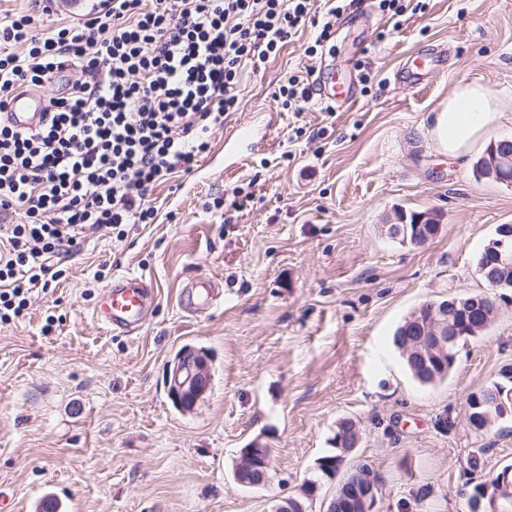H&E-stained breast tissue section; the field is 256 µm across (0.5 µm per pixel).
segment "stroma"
<instances>
[{"mask_svg": "<svg viewBox=\"0 0 512 512\" xmlns=\"http://www.w3.org/2000/svg\"><path fill=\"white\" fill-rule=\"evenodd\" d=\"M98 0H0V18L32 15L38 29L83 20ZM300 28L281 56L248 75L226 126L251 124L263 149L229 166L216 146L193 172L153 189L155 223L103 229L63 259L54 295L0 324V512H269L298 492L332 449L339 420L361 438L351 461L377 477V512H470L476 485L512 464V417L486 434L467 423V394L512 364V288L489 291L476 258L512 224V185L480 177L488 143L512 139V0H426L388 31L375 0H351L334 23V55L307 56ZM426 87L397 83L407 56ZM351 62L354 107L316 100L283 110L287 73ZM485 85L504 117L469 153L436 145L435 116L457 84ZM240 188L230 213L214 197ZM436 212L443 229L413 247L384 227ZM154 285L138 333L108 331L93 310L115 275ZM193 275L223 291L201 315L184 311ZM492 293L489 328L459 345L446 380L415 381L392 343L421 305ZM54 325H47V318ZM211 359V387L192 411L165 385L183 348ZM271 448L269 483L234 479L240 451Z\"/></svg>", "mask_w": 512, "mask_h": 512, "instance_id": "obj_1", "label": "stroma"}]
</instances>
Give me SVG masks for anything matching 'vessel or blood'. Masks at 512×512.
Masks as SVG:
<instances>
[{
    "mask_svg": "<svg viewBox=\"0 0 512 512\" xmlns=\"http://www.w3.org/2000/svg\"><path fill=\"white\" fill-rule=\"evenodd\" d=\"M314 86L322 100L350 104L354 96L336 84L332 77L318 73ZM46 101L32 91L18 90L0 103V121L18 129H33L45 120ZM258 130L252 125H237L224 133L225 146L261 144ZM220 294L216 281L199 279L188 283L184 306L194 312L209 310ZM153 300V284L144 277L120 274L113 277L99 297L94 310L98 323L112 331L133 333L145 323Z\"/></svg>",
    "mask_w": 512,
    "mask_h": 512,
    "instance_id": "obj_1",
    "label": "vessel or blood"
}]
</instances>
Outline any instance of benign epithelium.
<instances>
[{
  "label": "benign epithelium",
  "mask_w": 512,
  "mask_h": 512,
  "mask_svg": "<svg viewBox=\"0 0 512 512\" xmlns=\"http://www.w3.org/2000/svg\"><path fill=\"white\" fill-rule=\"evenodd\" d=\"M501 142L491 144L485 155L486 166L491 173L498 176L499 181L512 183V154L500 149ZM423 231L416 236L421 242L427 243L436 238L442 225L438 224L432 212L417 215L413 232ZM512 238V225L502 224L495 229V235L484 246V253L491 262L500 265L512 262V252L506 248V241ZM417 335L413 343L422 353V359L438 365L442 356L448 354V345L455 344L467 335V318L462 315L453 317L448 313V303L432 302L423 311L415 313L413 318ZM212 379L211 368L207 357L200 351L185 348L173 360L168 377V393L176 406L183 411H190L207 393ZM241 454L261 463V468L267 470L272 465L271 454L267 448L256 445L244 448ZM356 497L357 512H375L377 505V486L375 479L362 474L361 479L348 482Z\"/></svg>",
  "instance_id": "1"
}]
</instances>
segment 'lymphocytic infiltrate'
<instances>
[{
	"mask_svg": "<svg viewBox=\"0 0 512 512\" xmlns=\"http://www.w3.org/2000/svg\"><path fill=\"white\" fill-rule=\"evenodd\" d=\"M313 0H102L82 22L34 34V19L0 22V99L61 71L39 128L0 122V322L51 293L59 258L100 229L151 224L147 193L197 166L260 72L298 29L319 28L307 54L328 52L331 20Z\"/></svg>",
	"mask_w": 512,
	"mask_h": 512,
	"instance_id": "f902f5d3",
	"label": "lymphocytic infiltrate"
}]
</instances>
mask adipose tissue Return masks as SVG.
Returning <instances> with one entry per match:
<instances>
[{"label": "adipose tissue", "instance_id": "ef3b65f1", "mask_svg": "<svg viewBox=\"0 0 512 512\" xmlns=\"http://www.w3.org/2000/svg\"><path fill=\"white\" fill-rule=\"evenodd\" d=\"M503 117L488 89L476 83H463L437 113L433 136L442 151L456 156L470 149Z\"/></svg>", "mask_w": 512, "mask_h": 512}]
</instances>
